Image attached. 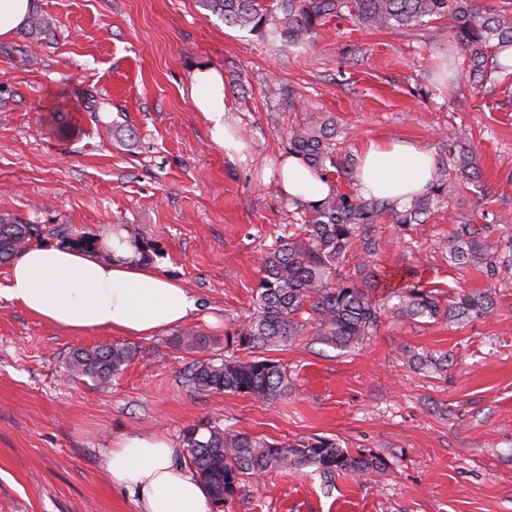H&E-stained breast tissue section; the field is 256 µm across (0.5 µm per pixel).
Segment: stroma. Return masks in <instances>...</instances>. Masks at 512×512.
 <instances>
[{
	"instance_id": "stroma-1",
	"label": "stroma",
	"mask_w": 512,
	"mask_h": 512,
	"mask_svg": "<svg viewBox=\"0 0 512 512\" xmlns=\"http://www.w3.org/2000/svg\"><path fill=\"white\" fill-rule=\"evenodd\" d=\"M34 10L46 29L0 42V215L51 228L49 245L123 226L150 247V267L197 298L189 325L206 346H177L176 327L73 333L0 300V512H139L135 490L108 477L105 452L125 435L177 444L203 420L280 441L331 437L388 464L376 482L341 476L328 493L306 470L249 478L211 512H512V222L499 220L512 215V79L489 95L449 90L446 71L466 84L469 63L444 21L376 30L335 17L292 51L195 0H35ZM200 66L224 76L245 158L210 140L190 96ZM308 112L334 117L340 169L329 179L351 195L369 141L410 140L441 159L466 134L478 185L452 182L410 228L382 219L373 264L394 281L414 271V284L443 297L493 291L494 310L462 323L388 311L351 353L295 337L268 353L293 378L273 404L197 395L184 379L193 363L247 358L226 337L253 312L262 255L301 224L259 178ZM464 223L497 246V275L450 265L448 238ZM103 342L138 354L108 385L64 381L72 351ZM410 350L447 355V372L410 366Z\"/></svg>"
}]
</instances>
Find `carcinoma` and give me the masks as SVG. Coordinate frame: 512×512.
<instances>
[{
	"label": "carcinoma",
	"instance_id": "1",
	"mask_svg": "<svg viewBox=\"0 0 512 512\" xmlns=\"http://www.w3.org/2000/svg\"><path fill=\"white\" fill-rule=\"evenodd\" d=\"M224 24L257 34L264 40L296 47L310 40L314 30L333 17L346 15L376 29H418L448 21L458 43L468 54L473 88H484L491 75L508 69L499 61L512 48V0L498 8H483L478 0H196ZM287 153L299 157L313 172L341 170L336 161V122L312 112L288 127ZM474 182L478 178L473 153L457 143L448 158L437 164L430 190L402 208L375 197L331 193L305 205L307 224L302 233L279 239L262 258V276L254 289L252 318L235 329L233 339L248 350H268L296 336L314 332L318 340L337 350L361 345L377 332L381 318L374 300L380 286L371 267L378 242L375 226L386 214L394 224H420L432 197L448 190V180ZM52 230L15 216H0V263H7ZM449 261L501 269L498 250L487 244L472 224L457 225L449 246ZM354 263L352 271L346 266ZM395 313L403 318L466 321L484 316L494 306L492 292L460 291L448 297V306L434 291L407 285L393 292ZM311 317L301 320L303 311ZM178 343L203 348L205 337L186 329ZM137 348L102 343L74 350L67 372L72 379L100 385L119 375L136 357ZM417 368L444 372L448 356L409 354ZM185 383L199 395L215 391L251 396L274 403L292 391L288 370L280 362L258 356L228 358L219 363L199 361L185 372ZM183 459L203 485L213 505L222 507L238 494L245 479L272 471L311 468L324 485L339 475L371 481L387 468L370 453L351 455L333 439L314 437L298 443L269 441L246 433L230 432L208 423L186 430Z\"/></svg>",
	"mask_w": 512,
	"mask_h": 512
}]
</instances>
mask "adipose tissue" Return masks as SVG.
Listing matches in <instances>:
<instances>
[{
  "instance_id": "obj_1",
  "label": "adipose tissue",
  "mask_w": 512,
  "mask_h": 512,
  "mask_svg": "<svg viewBox=\"0 0 512 512\" xmlns=\"http://www.w3.org/2000/svg\"><path fill=\"white\" fill-rule=\"evenodd\" d=\"M191 98L209 125L212 142L228 156L243 155L246 141L224 109V76L201 66L192 76ZM431 149L411 141H371L355 169L360 192L396 205L424 193L433 178ZM278 189L308 203L334 185L293 155L278 161ZM0 297L39 319L78 333L90 327L148 336L188 321L198 307L188 288L143 265L127 231L113 226L98 251L34 246L11 264ZM180 450L165 435H128L113 443L105 470L113 484L139 492L140 512H210L195 474L177 464Z\"/></svg>"
}]
</instances>
